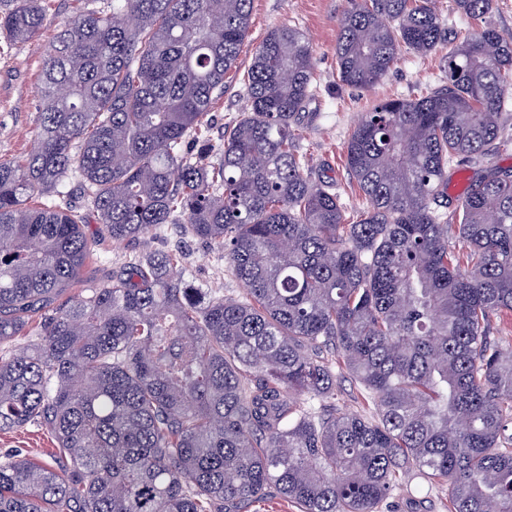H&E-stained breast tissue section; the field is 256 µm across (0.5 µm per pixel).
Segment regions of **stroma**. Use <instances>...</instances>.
Masks as SVG:
<instances>
[{
	"label": "stroma",
	"mask_w": 512,
	"mask_h": 512,
	"mask_svg": "<svg viewBox=\"0 0 512 512\" xmlns=\"http://www.w3.org/2000/svg\"><path fill=\"white\" fill-rule=\"evenodd\" d=\"M347 0H252L250 32L237 69L224 77V95L211 111L209 135L220 139L225 124L247 107L246 71L255 47L274 27L291 25L312 41L316 53L318 96L299 117L296 146L314 162H326L348 220H356L365 201L345 165L344 146L360 119L374 104L393 98H414L440 87V56L402 53L389 75L375 86L359 90L340 82L336 65L338 24ZM78 0H49L48 23L37 41L0 52V161L24 156L33 146L38 118L43 50L52 40L57 23L79 10ZM150 250L180 253V269L201 288H219L225 295L241 294L242 284L212 245L185 237L177 224L132 242L100 240L83 273V287L110 281L133 255ZM21 451L36 463H54L57 445L41 427L0 432V456ZM378 512H449L448 488H394Z\"/></svg>",
	"instance_id": "1"
}]
</instances>
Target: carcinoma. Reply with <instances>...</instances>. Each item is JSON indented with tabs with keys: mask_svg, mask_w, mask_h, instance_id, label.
I'll use <instances>...</instances> for the list:
<instances>
[{
	"mask_svg": "<svg viewBox=\"0 0 512 512\" xmlns=\"http://www.w3.org/2000/svg\"><path fill=\"white\" fill-rule=\"evenodd\" d=\"M48 0H0V38H37ZM252 0H81L42 68L38 127L0 162V432L36 425L67 462L0 458V512H241L269 489L301 512H376L393 487L448 485L451 512H512V169L489 166L441 223L448 168L512 143V37H459L437 0H349L339 80L368 88L446 43L443 85L363 113L345 146L364 195L347 222L298 153L315 49L279 26L256 46L248 108L207 118ZM492 0H448L475 24ZM197 151L183 149L186 140ZM80 177L97 224L64 208ZM42 198L39 205L29 203ZM184 221L244 285L195 288L148 252L65 302L99 239ZM370 415L340 412L333 364ZM320 402L319 408L305 401Z\"/></svg>",
	"mask_w": 512,
	"mask_h": 512,
	"instance_id": "carcinoma-1",
	"label": "carcinoma"
}]
</instances>
